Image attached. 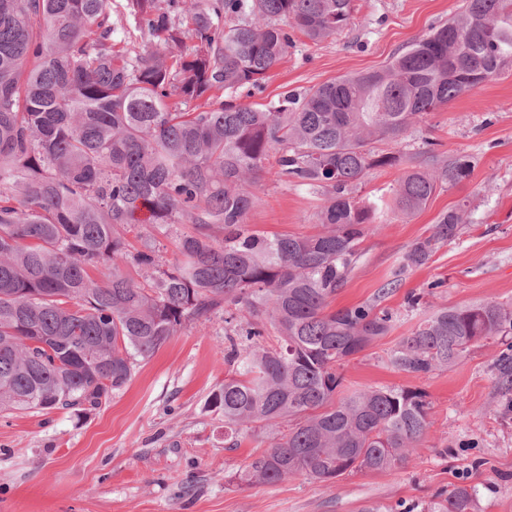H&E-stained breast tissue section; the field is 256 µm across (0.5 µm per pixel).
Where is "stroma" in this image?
Returning <instances> with one entry per match:
<instances>
[{"label":"stroma","mask_w":512,"mask_h":512,"mask_svg":"<svg viewBox=\"0 0 512 512\" xmlns=\"http://www.w3.org/2000/svg\"><path fill=\"white\" fill-rule=\"evenodd\" d=\"M462 0H356L347 27L321 43L293 32L287 55L262 89L238 102L265 103L347 74L381 68L392 55L447 23ZM441 156H465L471 176L437 190L411 216L391 215L363 241L364 255L331 307L376 303L396 315L392 329L343 368L342 393L371 386L416 387L432 404L426 447L407 467L345 475L334 483L301 476L238 486L234 474L263 446L243 432L224 445V417L208 408L229 375L224 320L179 331L134 370L131 380L84 417L64 411L0 412V512H361L370 503L404 512L451 484L479 489L481 512H512V370L494 359L502 343L475 347L454 365L416 378L392 369L386 353L434 310L485 300L512 304V65L494 80L417 120L386 150L406 166L427 143ZM274 159L247 216L267 235H312L322 190L277 180ZM466 205L468 220L429 262L409 269L382 294L406 252L439 217ZM422 294L408 312L407 294Z\"/></svg>","instance_id":"stroma-1"}]
</instances>
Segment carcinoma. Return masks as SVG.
<instances>
[{
	"label": "carcinoma",
	"mask_w": 512,
	"mask_h": 512,
	"mask_svg": "<svg viewBox=\"0 0 512 512\" xmlns=\"http://www.w3.org/2000/svg\"><path fill=\"white\" fill-rule=\"evenodd\" d=\"M354 2L0 0V409H96L180 329L222 314L234 324L232 373L209 405L224 412V447H238L243 428L269 443L236 472L240 483H330L404 468L425 449V392L375 387L334 400L340 369L390 332L392 313L328 306L370 224L411 215L471 175L469 160L428 148L392 199L355 196L368 170L403 164L373 143L403 138L512 61V0H463L378 70L261 107L235 102L288 53V29L321 42L348 25ZM272 152L279 180L326 194L318 234L247 224ZM464 223V205L443 213L381 293ZM147 224L192 232L164 261L153 240L127 242ZM269 325L277 346L265 344ZM511 331L507 304L441 307L387 362L426 376ZM476 509L475 488L454 484L420 512Z\"/></svg>",
	"instance_id": "1"
}]
</instances>
